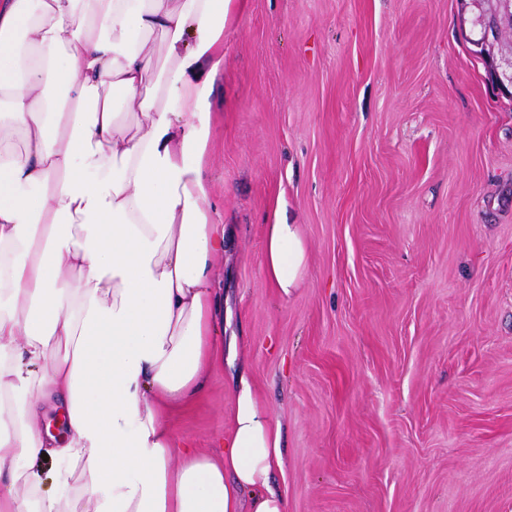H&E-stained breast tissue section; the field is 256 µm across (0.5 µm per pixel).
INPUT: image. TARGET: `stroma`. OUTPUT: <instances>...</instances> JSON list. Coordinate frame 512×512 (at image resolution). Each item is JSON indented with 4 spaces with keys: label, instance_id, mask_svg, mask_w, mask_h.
I'll list each match as a JSON object with an SVG mask.
<instances>
[{
    "label": "stroma",
    "instance_id": "stroma-1",
    "mask_svg": "<svg viewBox=\"0 0 512 512\" xmlns=\"http://www.w3.org/2000/svg\"><path fill=\"white\" fill-rule=\"evenodd\" d=\"M460 0H246L206 175L235 362L173 418L215 448L247 372L288 512H512V95ZM308 263L263 270L276 201Z\"/></svg>",
    "mask_w": 512,
    "mask_h": 512
}]
</instances>
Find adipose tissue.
Segmentation results:
<instances>
[{
	"mask_svg": "<svg viewBox=\"0 0 512 512\" xmlns=\"http://www.w3.org/2000/svg\"><path fill=\"white\" fill-rule=\"evenodd\" d=\"M245 0H0V512H288L281 426L239 376L213 451L170 417L216 359L224 226L205 174L224 32ZM166 38L157 73L147 35ZM163 84L157 107L148 87ZM135 112L136 130L118 123ZM305 240L277 204L264 270ZM53 404L68 433L42 430Z\"/></svg>",
	"mask_w": 512,
	"mask_h": 512,
	"instance_id": "adipose-tissue-1",
	"label": "adipose tissue"
}]
</instances>
